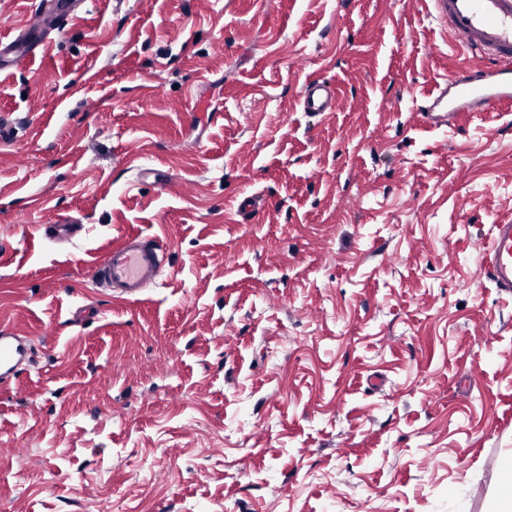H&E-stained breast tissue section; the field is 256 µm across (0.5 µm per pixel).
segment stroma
I'll list each match as a JSON object with an SVG mask.
<instances>
[{
    "mask_svg": "<svg viewBox=\"0 0 512 512\" xmlns=\"http://www.w3.org/2000/svg\"><path fill=\"white\" fill-rule=\"evenodd\" d=\"M481 62L430 0H88L0 66V326L36 345L0 387V512H444L457 483L484 512L512 106L414 117ZM315 79L333 111H302ZM127 234L167 250L136 301L89 284ZM489 259L482 266L478 288L487 283L512 294V223L494 224L489 237Z\"/></svg>",
    "mask_w": 512,
    "mask_h": 512,
    "instance_id": "obj_1",
    "label": "stroma"
}]
</instances>
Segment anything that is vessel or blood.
<instances>
[{
    "label": "vessel or blood",
    "instance_id": "b4317fda",
    "mask_svg": "<svg viewBox=\"0 0 512 512\" xmlns=\"http://www.w3.org/2000/svg\"><path fill=\"white\" fill-rule=\"evenodd\" d=\"M437 20L457 43L477 51L483 62L453 71L429 100L418 120L431 128L455 125L466 112H496L512 105V0H431ZM85 0H42L39 13L20 26L9 42L0 41V62L20 64L45 53L52 36L60 35L83 10ZM299 104L311 113L331 111L334 96L323 81H312ZM489 259L480 284L512 294V223L496 224L489 237ZM167 261L160 243L136 234L113 246L98 269L101 282L118 297L135 300L161 275ZM31 358L29 342L0 328V386L16 378Z\"/></svg>",
    "mask_w": 512,
    "mask_h": 512
}]
</instances>
